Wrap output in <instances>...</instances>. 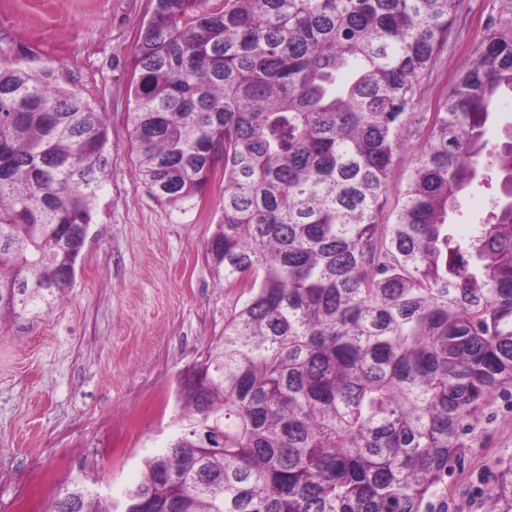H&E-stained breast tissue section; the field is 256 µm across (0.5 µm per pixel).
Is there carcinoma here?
Here are the masks:
<instances>
[{"instance_id": "obj_1", "label": "carcinoma", "mask_w": 512, "mask_h": 512, "mask_svg": "<svg viewBox=\"0 0 512 512\" xmlns=\"http://www.w3.org/2000/svg\"><path fill=\"white\" fill-rule=\"evenodd\" d=\"M460 2L150 0L137 175L184 207L221 172L205 253L250 297L178 388L184 416L126 512H448L470 421L512 387V125L485 138L512 95V0L418 111ZM110 159L104 113L50 71L0 64V323L73 287L85 244L68 232L92 224ZM483 170L501 196L462 236L449 217ZM487 498L512 512V466ZM73 502L112 512L82 484L48 512ZM499 112V119L489 126L486 138L489 140V145L498 144L504 140V131L507 125L512 122V99L510 96L502 98L496 108ZM420 150L421 145L418 142H412L406 147V149L398 159L393 181L389 189V195L391 199L400 196L401 191L404 188V177L406 169H408L412 165L414 158L418 155Z\"/></svg>"}]
</instances>
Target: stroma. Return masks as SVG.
Masks as SVG:
<instances>
[{
	"label": "stroma",
	"mask_w": 512,
	"mask_h": 512,
	"mask_svg": "<svg viewBox=\"0 0 512 512\" xmlns=\"http://www.w3.org/2000/svg\"><path fill=\"white\" fill-rule=\"evenodd\" d=\"M149 0H0V62L53 70L106 113L112 167L68 296L33 322L0 328V512H47L68 481L122 505L142 460L177 427L179 379L204 359L248 294L215 276L204 245L224 184L197 207L154 200L133 163L130 59ZM497 0H462L421 89L432 111L473 55ZM499 182L459 196L461 231L482 223ZM448 512H488L487 489L512 466V389L495 392L464 438Z\"/></svg>",
	"instance_id": "35a3bbf8"
}]
</instances>
